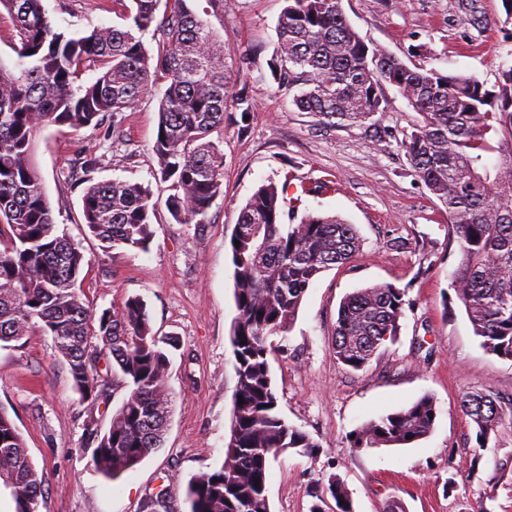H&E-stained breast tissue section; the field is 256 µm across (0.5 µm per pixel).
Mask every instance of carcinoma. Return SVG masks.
Segmentation results:
<instances>
[{"instance_id": "obj_1", "label": "carcinoma", "mask_w": 512, "mask_h": 512, "mask_svg": "<svg viewBox=\"0 0 512 512\" xmlns=\"http://www.w3.org/2000/svg\"><path fill=\"white\" fill-rule=\"evenodd\" d=\"M163 13H158L160 2ZM269 68L295 90L293 104L328 125H361L387 111L393 87L421 120L401 146L415 175L448 212L460 259L451 288L482 347L512 360V66L488 88L474 76L409 66L365 42L340 0H286ZM125 26L95 27L70 36L52 26L42 0H0L17 31L14 69L0 73V344L35 332L52 336L68 364L73 388L95 400L105 390L100 354L112 357L128 390L107 431L87 428L92 462L116 479L161 447L172 396L170 364L152 332L146 304L129 298L118 311H96L80 283L89 265L58 231L42 179L31 161L36 133L49 125L81 129L128 112L153 86L166 84L158 109L154 154L161 180L170 183L167 208L183 224H203L223 193L224 153L211 135L224 129L229 77L224 39L189 6V0H112ZM152 31L156 52L140 34ZM97 63L90 82L80 78ZM243 117L248 95L233 98ZM496 162L487 163L488 155ZM290 183L260 185L229 240L237 316L229 342L237 384L224 462L194 477L191 512H271L267 473L290 449L318 444L278 413L269 338L287 333L311 282L350 261L361 240L336 215L307 214L284 222ZM90 233L103 248L145 251L153 237L149 187L130 181L90 182L82 193ZM240 246H235L234 241ZM406 290L391 283L348 294L333 331L336 360L364 369L399 336ZM461 408L488 441L505 411L491 390L465 394ZM437 411L425 395L407 408L365 423L353 448L408 447L433 430ZM0 486L14 512H41L43 474L14 423L0 413ZM337 512H354L343 483L332 475L310 512H323L325 496Z\"/></svg>"}]
</instances>
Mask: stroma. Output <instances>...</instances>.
Returning <instances> with one entry per match:
<instances>
[{"mask_svg":"<svg viewBox=\"0 0 512 512\" xmlns=\"http://www.w3.org/2000/svg\"><path fill=\"white\" fill-rule=\"evenodd\" d=\"M52 24L70 33L122 26L112 0H43ZM284 0H224L208 21L224 39L231 92L245 91L253 110L247 133L225 124L224 186L204 224L175 221L168 185L153 153L163 86L99 127L40 129L34 162L59 228L89 262L82 288L96 310L131 297L147 304L159 337L173 338L168 385L173 407L162 448L111 480L94 466L87 427L107 430L127 394L82 398L51 336L0 348V411L14 422L44 474L43 512H142L156 486L167 487V512H190L192 478L220 468L230 436L236 386L228 341L237 315L228 241L241 210L263 183L291 181L304 192L293 221L308 213L354 224L362 240L349 262L309 286L290 331L273 337L270 358L285 421L317 444L272 461L271 512H309L312 492L337 476L354 512H512V413L487 446L464 415L460 398L489 389L512 403V360L487 353L451 288L458 245L445 208L415 176L399 145L419 115L396 91L386 112L362 125L330 126L297 111L293 92L271 76L276 25ZM365 39L406 64L477 77L493 86L512 65V20L502 0H341ZM257 49L251 70L238 56ZM148 185L155 207L147 251L103 250L84 224L85 180ZM391 283L406 291L398 338L362 370L339 363L332 334L342 298ZM433 397L430 435L405 448L358 449L352 433L366 422Z\"/></svg>","mask_w":512,"mask_h":512,"instance_id":"stroma-1","label":"stroma"}]
</instances>
